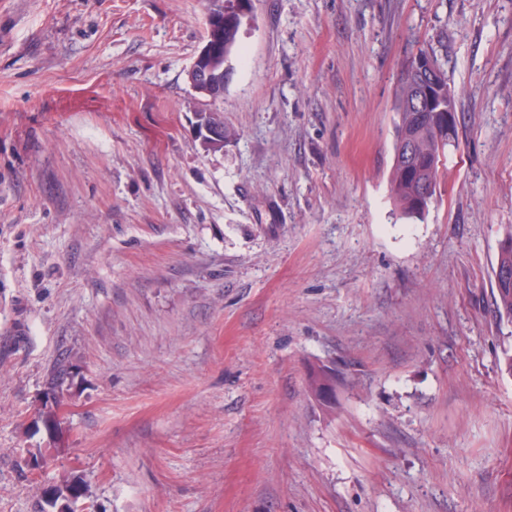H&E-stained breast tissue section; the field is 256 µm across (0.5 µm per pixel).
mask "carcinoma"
<instances>
[{
	"instance_id": "1",
	"label": "carcinoma",
	"mask_w": 512,
	"mask_h": 512,
	"mask_svg": "<svg viewBox=\"0 0 512 512\" xmlns=\"http://www.w3.org/2000/svg\"><path fill=\"white\" fill-rule=\"evenodd\" d=\"M251 0H224V27L208 32L209 40L217 53L215 66L222 68L237 46V35L242 25V9L250 7ZM422 100L418 111L409 109L414 99ZM448 111V77L441 72L435 84L419 86L411 67L402 71L395 92L394 149L404 139L413 145V162L393 158L388 174L390 196L405 218L422 217L429 210L436 186L442 173L438 163L447 155L448 132L441 124V113ZM496 266L512 268V230L498 243ZM495 316L512 322V286L499 285L493 290ZM70 366L66 358L57 359L47 380L46 397L57 403L64 397L62 383ZM336 386V369L324 363L315 365L308 372L309 391L320 399L321 391ZM52 496L42 497L41 512H75V504L85 498L88 485L78 474H67L51 486Z\"/></svg>"
}]
</instances>
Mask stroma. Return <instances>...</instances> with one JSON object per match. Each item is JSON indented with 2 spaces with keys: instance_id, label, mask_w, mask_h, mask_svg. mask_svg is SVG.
<instances>
[{
  "instance_id": "1",
  "label": "stroma",
  "mask_w": 512,
  "mask_h": 512,
  "mask_svg": "<svg viewBox=\"0 0 512 512\" xmlns=\"http://www.w3.org/2000/svg\"><path fill=\"white\" fill-rule=\"evenodd\" d=\"M207 7L0 0V512L69 472L97 512H512V0H252L219 149L187 80ZM423 46L461 129L406 219L394 94ZM212 112L209 107H204L195 112V127L198 137L204 147L208 149L222 148L224 139L235 135V131L222 125L213 124L208 121V113ZM509 243L506 247L505 244ZM498 267L512 268V230L510 229L498 243L496 265L493 267L495 290H493L494 312L496 318L512 322V286L496 284V271ZM70 366L65 357H61L57 359L55 364L53 365L47 380V392L46 397L47 400L45 402V409L48 408V400H53L54 402L61 403L64 397L62 383L68 376ZM327 386H331L335 389L336 369L324 363L312 366L308 372L309 391L322 404L333 407L335 400L330 402L320 397L321 391Z\"/></svg>"
}]
</instances>
